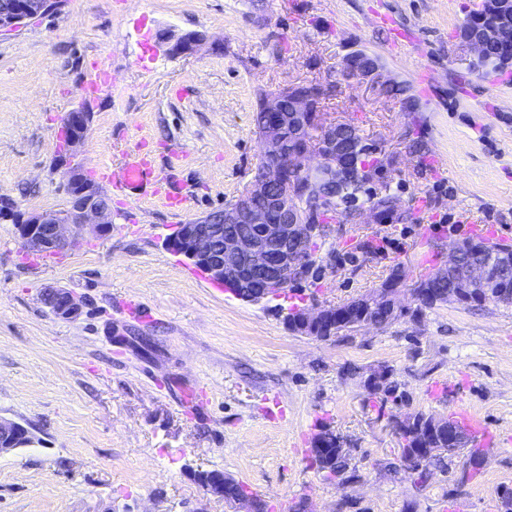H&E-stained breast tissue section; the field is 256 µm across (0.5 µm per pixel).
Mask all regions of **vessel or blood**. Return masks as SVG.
Listing matches in <instances>:
<instances>
[{
    "instance_id": "b4317fda",
    "label": "vessel or blood",
    "mask_w": 512,
    "mask_h": 512,
    "mask_svg": "<svg viewBox=\"0 0 512 512\" xmlns=\"http://www.w3.org/2000/svg\"><path fill=\"white\" fill-rule=\"evenodd\" d=\"M113 83L110 70L100 65H93L85 83L87 97L93 98L108 93ZM102 183L118 199L119 204L140 199H153L172 212L174 216H183L190 204V198L177 187L173 180L155 167L141 148L122 152L114 162L99 165ZM473 238L492 246L507 247L512 239L498 232L491 224H473L469 227ZM452 419L464 426L475 437L477 443L489 446L496 440L486 420L469 410H455Z\"/></svg>"
}]
</instances>
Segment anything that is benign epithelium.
<instances>
[{"label": "benign epithelium", "mask_w": 512, "mask_h": 512, "mask_svg": "<svg viewBox=\"0 0 512 512\" xmlns=\"http://www.w3.org/2000/svg\"><path fill=\"white\" fill-rule=\"evenodd\" d=\"M51 0H11L0 10V31L11 30L21 22L41 16ZM507 2L485 0L480 16L481 26L475 35L467 38L474 52L471 65L479 64L487 45L504 38L500 18ZM200 42L196 35L179 38L171 47L175 55L194 51ZM344 76L358 78L374 90L384 91L392 82L384 79L375 58L367 64H355L344 70ZM310 95L302 91H288L267 95L262 106L268 117L259 131L261 163L265 176L251 180L246 191L230 206L181 224L172 232L168 245L184 255L213 282L233 285L237 298L261 303L271 298L267 286L296 284L304 280L309 257L304 253L307 236L313 233L307 224L306 210L297 203V186L280 181L282 174L294 169L295 154L288 149L284 136L285 125L302 132L308 129ZM92 112L79 106L69 112L64 122V147L68 153L59 159V168L65 179L66 207L59 211L19 213L12 215L18 238L32 252L67 251L77 243V233L88 224L96 232L104 233L111 223V209L100 200L99 185L73 163V148L86 138ZM353 125L348 122L319 126L317 141L308 144L305 157L318 162L305 165L308 180L303 193L317 203H332L330 189L356 178L357 172L350 160L347 142ZM234 224H252L258 234L230 233L225 228ZM512 269V256L488 255L475 243L456 242L448 260L433 274L435 278H453L454 287L448 290V301L457 302L475 287L481 286L485 295L495 293L498 275ZM42 301L60 318L73 319L81 310V302L73 294L52 288L42 295ZM358 310L362 323L369 324L370 313L376 306L372 296L349 301ZM327 308L314 305L297 311L296 319L305 331L315 330L326 318ZM31 437L27 427L19 422L0 418V454L24 447V439ZM226 476H218L205 488L209 495L228 502L249 504V512H256V502L248 493L235 496L225 494Z\"/></svg>", "instance_id": "1"}]
</instances>
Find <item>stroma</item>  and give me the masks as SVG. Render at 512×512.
I'll return each mask as SVG.
<instances>
[{
    "mask_svg": "<svg viewBox=\"0 0 512 512\" xmlns=\"http://www.w3.org/2000/svg\"><path fill=\"white\" fill-rule=\"evenodd\" d=\"M416 46L391 50L376 13ZM469 0H55L0 34V198L13 211L62 208L57 168L67 112L85 102L95 61L115 76L89 105L74 161L87 173L145 144L191 198L182 219L144 199L113 206L105 234L85 229L66 265L32 268L10 218H0V417L34 434L0 455V512H230L205 495L198 471H221L269 512H500L512 486V306L441 304L408 315L415 281L447 260L446 227L481 216L512 237V66L483 78L461 29ZM201 36L171 56L169 42ZM362 49L412 104L345 79ZM435 76L421 90L417 74ZM320 84V114L375 144L369 194L397 196L387 220L335 217L315 256L320 275L278 297L284 308L337 306L401 268L405 315L387 328L314 340L288 331L271 304L232 296L166 245L178 223L232 204L260 162L258 90ZM181 152L183 165L170 164ZM434 229L421 235L422 220ZM62 288L82 303L56 317L41 295ZM134 300L151 314L124 310ZM394 393L373 387L379 375ZM437 381L451 391L429 395ZM458 408L498 436L480 476L457 486L466 454L425 484L404 470L393 419ZM348 448L358 482L341 484L309 461L314 424Z\"/></svg>",
    "mask_w": 512,
    "mask_h": 512,
    "instance_id": "stroma-1",
    "label": "stroma"
}]
</instances>
